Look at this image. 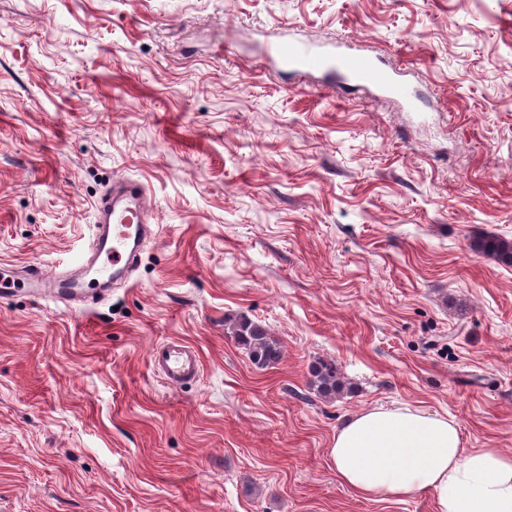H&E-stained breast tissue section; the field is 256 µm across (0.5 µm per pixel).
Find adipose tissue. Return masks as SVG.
<instances>
[{"label": "adipose tissue", "mask_w": 512, "mask_h": 512, "mask_svg": "<svg viewBox=\"0 0 512 512\" xmlns=\"http://www.w3.org/2000/svg\"><path fill=\"white\" fill-rule=\"evenodd\" d=\"M340 482L374 501L430 493L435 512H512V455L464 447L458 425L410 407L358 413L329 450Z\"/></svg>", "instance_id": "obj_1"}]
</instances>
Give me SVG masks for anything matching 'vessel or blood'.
Here are the masks:
<instances>
[{
	"mask_svg": "<svg viewBox=\"0 0 512 512\" xmlns=\"http://www.w3.org/2000/svg\"><path fill=\"white\" fill-rule=\"evenodd\" d=\"M269 53L278 66L295 73L335 75L386 97L403 101L410 98L409 88L402 79L375 58L349 47L325 50L283 40L270 45ZM98 212L92 248L86 259L87 280H72L65 275L49 277L40 267L29 265L24 274L31 297L52 296L72 302L88 295V283L112 280L134 265L144 240L152 232L145 187L131 181L113 184L111 191L101 198ZM150 363L168 384L175 386L195 379L200 372L197 352L178 340L153 349Z\"/></svg>",
	"mask_w": 512,
	"mask_h": 512,
	"instance_id": "1",
	"label": "vessel or blood"
}]
</instances>
